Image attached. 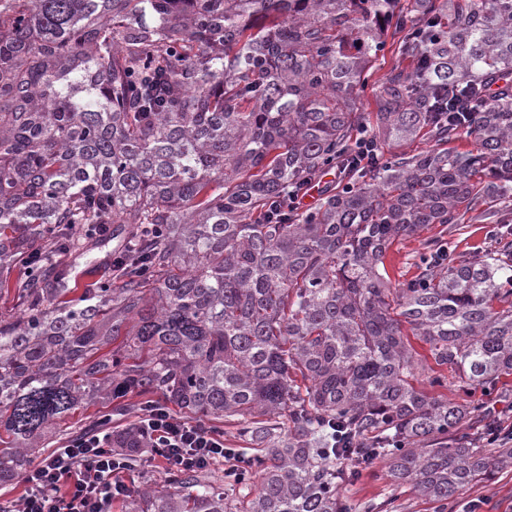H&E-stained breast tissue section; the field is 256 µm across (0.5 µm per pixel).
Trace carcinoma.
I'll return each instance as SVG.
<instances>
[{
	"label": "carcinoma",
	"instance_id": "obj_1",
	"mask_svg": "<svg viewBox=\"0 0 512 512\" xmlns=\"http://www.w3.org/2000/svg\"><path fill=\"white\" fill-rule=\"evenodd\" d=\"M360 135L376 166L271 217ZM493 202H512V0H0V484L131 393L236 418L262 446L231 481L259 483L245 512H349L337 487L369 458L441 506L494 479L512 448L479 446L489 406L416 388L407 337L468 387L512 374V242L430 240L402 288L379 272L395 239ZM78 224L126 227L112 281L79 294L52 249ZM283 415V435L262 421ZM128 509L232 512L191 470ZM384 61H382V64L380 67L375 71V73L372 75V77L368 81V86L365 88L363 92V100L365 103V106L367 107L368 104L369 110H373L374 108V102H373V93L371 90L372 85L375 81H378L383 77L385 73L389 70L393 62L395 61V44H393L392 38L389 36L387 38L386 47L384 50ZM384 62V63H383Z\"/></svg>",
	"mask_w": 512,
	"mask_h": 512
}]
</instances>
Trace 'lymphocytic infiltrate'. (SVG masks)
Instances as JSON below:
<instances>
[{"label":"lymphocytic infiltrate","instance_id":"1","mask_svg":"<svg viewBox=\"0 0 512 512\" xmlns=\"http://www.w3.org/2000/svg\"><path fill=\"white\" fill-rule=\"evenodd\" d=\"M137 427L169 471L221 463L230 477L249 464L225 447L223 432L176 419L162 406L147 407ZM131 467L129 454L113 448L110 428L100 427L31 464L22 477L25 492L10 512H110L113 501L130 493L120 475Z\"/></svg>","mask_w":512,"mask_h":512}]
</instances>
